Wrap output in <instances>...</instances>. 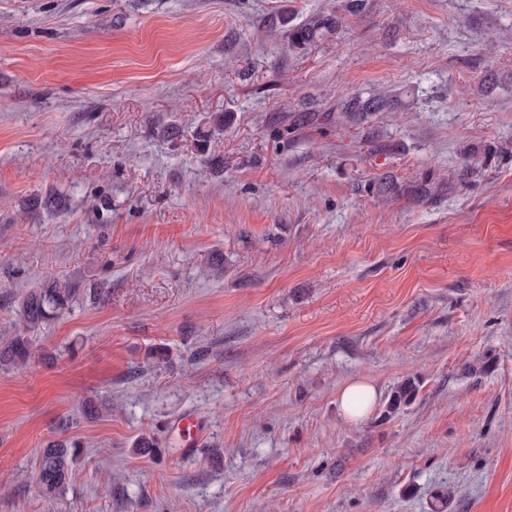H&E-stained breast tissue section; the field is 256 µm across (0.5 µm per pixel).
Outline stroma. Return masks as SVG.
Segmentation results:
<instances>
[{"label":"stroma","instance_id":"obj_1","mask_svg":"<svg viewBox=\"0 0 512 512\" xmlns=\"http://www.w3.org/2000/svg\"><path fill=\"white\" fill-rule=\"evenodd\" d=\"M340 3L0 0V345H33L0 365V512H512V0H367L304 56L267 26ZM356 90L397 99L374 132L336 124ZM49 277L81 294L29 328ZM31 353V343L28 339L16 338L0 346V364L16 363L26 360ZM375 390L360 380L350 381L340 393V405L351 422L361 421L375 400ZM177 428L184 433L185 450L191 452L194 448H198L202 436V424L197 417L187 414L180 418L177 422ZM80 447L79 442L70 439L46 444L36 474V483L44 494L56 496L65 491L72 475V463Z\"/></svg>","mask_w":512,"mask_h":512}]
</instances>
